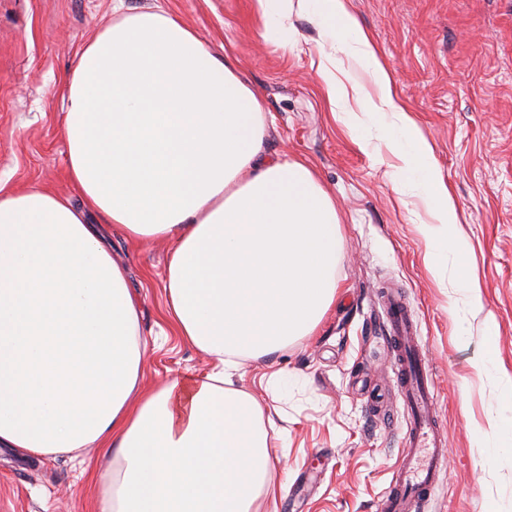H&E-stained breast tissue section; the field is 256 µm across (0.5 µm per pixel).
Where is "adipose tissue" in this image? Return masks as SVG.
I'll return each mask as SVG.
<instances>
[{
  "label": "adipose tissue",
  "instance_id": "ef3b65f1",
  "mask_svg": "<svg viewBox=\"0 0 512 512\" xmlns=\"http://www.w3.org/2000/svg\"><path fill=\"white\" fill-rule=\"evenodd\" d=\"M254 6L285 43L293 13L309 15L329 102L351 96L359 112L394 115L381 128L398 160L391 178L425 197L429 265L453 263L479 305L433 148L348 0ZM340 52L374 92L341 78ZM62 91L81 206L38 188L0 195V452L112 456L119 468L101 512H251L273 457L260 407L226 388V372L235 358L263 359L310 335L335 301L336 204L308 164L266 154L263 104L236 59L167 8L115 4ZM90 212L132 241L173 242L167 319L224 371L143 389L139 303Z\"/></svg>",
  "mask_w": 512,
  "mask_h": 512
}]
</instances>
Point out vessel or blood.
Returning <instances> with one entry per match:
<instances>
[{"label":"vessel or blood","mask_w":512,"mask_h":512,"mask_svg":"<svg viewBox=\"0 0 512 512\" xmlns=\"http://www.w3.org/2000/svg\"><path fill=\"white\" fill-rule=\"evenodd\" d=\"M385 326L393 343L396 383L408 410L405 449L380 493L381 512H416L425 504L447 466V438L441 428L426 352L415 341V323L406 299L383 297Z\"/></svg>","instance_id":"obj_1"}]
</instances>
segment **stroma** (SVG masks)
Listing matches in <instances>:
<instances>
[{
  "label": "stroma",
  "mask_w": 512,
  "mask_h": 512,
  "mask_svg": "<svg viewBox=\"0 0 512 512\" xmlns=\"http://www.w3.org/2000/svg\"><path fill=\"white\" fill-rule=\"evenodd\" d=\"M161 4L215 53L239 63L266 112L268 155L311 163L336 202L342 246L338 291L316 330L276 354L242 359L234 389L253 397L267 426L275 496L256 512H379V494L403 449L398 395L380 303L401 289L415 313L443 421L448 464L424 512H512V456L477 448L491 415L512 418L501 381L475 365L494 356L512 374V0H349L373 37L402 105L433 146L470 245L481 287L473 309L426 264L428 220L417 191H397L394 157L372 125L332 111L316 74L320 36L292 16L302 52L265 37L253 0H125ZM112 14V0H0V194L42 188L79 203L68 177L60 83ZM141 311L144 387L210 372L216 361L166 320L164 272L173 244L133 243L105 228ZM112 462L0 455V512H99Z\"/></svg>",
  "instance_id": "35a3bbf8"
}]
</instances>
